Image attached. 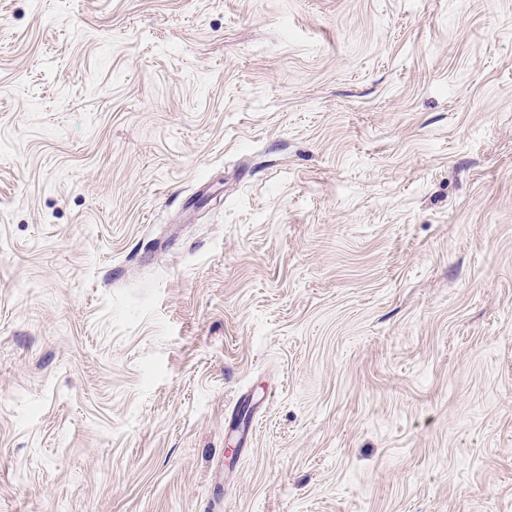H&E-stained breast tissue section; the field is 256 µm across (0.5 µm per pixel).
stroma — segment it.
<instances>
[{
    "label": "stroma",
    "instance_id": "stroma-1",
    "mask_svg": "<svg viewBox=\"0 0 512 512\" xmlns=\"http://www.w3.org/2000/svg\"><path fill=\"white\" fill-rule=\"evenodd\" d=\"M0 512H512V0H0Z\"/></svg>",
    "mask_w": 512,
    "mask_h": 512
}]
</instances>
